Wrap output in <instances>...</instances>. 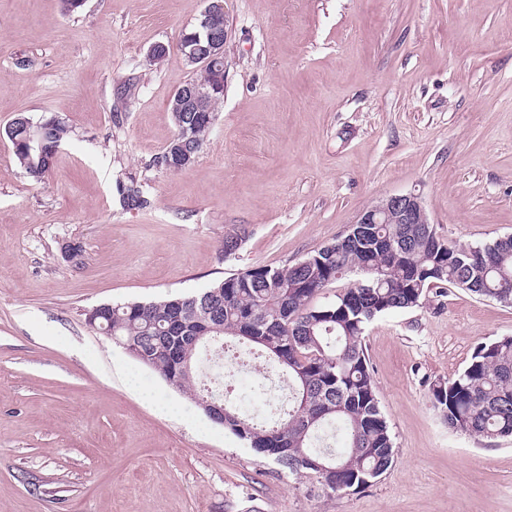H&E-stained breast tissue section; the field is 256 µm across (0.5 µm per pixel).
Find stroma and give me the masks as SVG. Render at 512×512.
Returning <instances> with one entry per match:
<instances>
[{
    "mask_svg": "<svg viewBox=\"0 0 512 512\" xmlns=\"http://www.w3.org/2000/svg\"><path fill=\"white\" fill-rule=\"evenodd\" d=\"M205 5L0 0V512H512V438L450 431L429 393L512 336L510 307L431 288L368 325L394 460L332 497L86 323L300 262L391 195H418L450 243L512 235V0H224V101L171 172L153 160ZM21 113L70 130L39 182L4 134ZM129 180L150 208H122Z\"/></svg>",
    "mask_w": 512,
    "mask_h": 512,
    "instance_id": "35a3bbf8",
    "label": "stroma"
}]
</instances>
